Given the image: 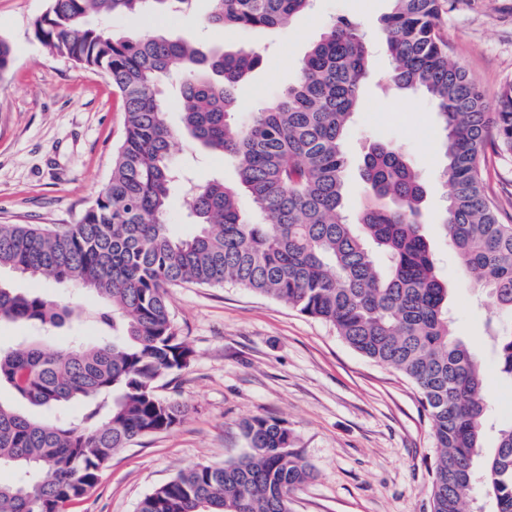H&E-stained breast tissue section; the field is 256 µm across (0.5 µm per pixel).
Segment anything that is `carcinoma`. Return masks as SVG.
<instances>
[{
	"label": "carcinoma",
	"instance_id": "obj_1",
	"mask_svg": "<svg viewBox=\"0 0 512 512\" xmlns=\"http://www.w3.org/2000/svg\"><path fill=\"white\" fill-rule=\"evenodd\" d=\"M193 0H49L33 37L53 56L104 72L121 95L124 135L112 175L77 222L0 224V270L89 294L81 312L97 342L48 349L35 339L0 345V387L50 410L35 418L0 402V512H69L113 454L179 424L184 408L155 383L189 366L168 288L226 284L270 296L322 320L363 356L417 387L434 427L431 512H466L480 482L496 512H512V425L483 454L484 375L448 317V281L423 232L426 191L406 155L384 141L365 154L366 203L345 210L344 145L363 103L370 51L358 24L333 20L282 94L244 121L239 86L259 63L252 49L208 53L159 33L112 31L118 17L186 13ZM207 24L248 32L281 28L312 0H210ZM383 18L396 91L437 106L449 186L442 221L448 246L491 316L487 336L512 378V224L502 222L483 179L487 149L512 153V81L494 111L448 53L442 18L455 0H390ZM179 85L182 128L169 124L162 86ZM234 162L238 180L200 184L172 160L178 134ZM182 188L196 231L168 221ZM252 202L261 223L239 208ZM76 320L67 302L0 281V322L43 330ZM78 413L69 414L71 406ZM247 452L224 465L196 464L147 495L138 512H290V495L313 477L284 422L242 424Z\"/></svg>",
	"mask_w": 512,
	"mask_h": 512
}]
</instances>
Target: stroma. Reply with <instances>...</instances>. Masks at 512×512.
Listing matches in <instances>:
<instances>
[{
    "label": "stroma",
    "instance_id": "1",
    "mask_svg": "<svg viewBox=\"0 0 512 512\" xmlns=\"http://www.w3.org/2000/svg\"><path fill=\"white\" fill-rule=\"evenodd\" d=\"M48 0H0V39L14 52L0 78V224H72L97 197L124 131L121 97L100 72L48 54L31 32ZM389 0H313L280 30L207 27L208 0L177 17L140 19V28L195 37L209 48L252 49L261 61L243 85V110L271 102L298 73L301 59L336 17L356 21L371 47L363 108L346 141V210L365 195L360 165L370 144L401 150L427 189V235L448 279L454 332L479 360L487 401L483 436L493 449L512 424V380L502 376L486 340L489 316L473 288L457 281V260L435 215L448 187L440 177L442 128L434 102L400 98L377 81L389 67L382 18ZM442 33L453 60L494 103L512 80V0H457ZM176 161L197 181H233L231 160L177 140ZM484 181L504 222L512 223V155L488 154ZM173 324L194 352L190 365L159 381L157 392L186 405L183 421L117 451L73 512H136L142 498L197 463L222 464L247 451L240 424L284 421L315 471L291 496V512H430L436 456L432 422L415 385L343 342L328 324L269 297L232 285L183 284L168 292Z\"/></svg>",
    "mask_w": 512,
    "mask_h": 512
}]
</instances>
